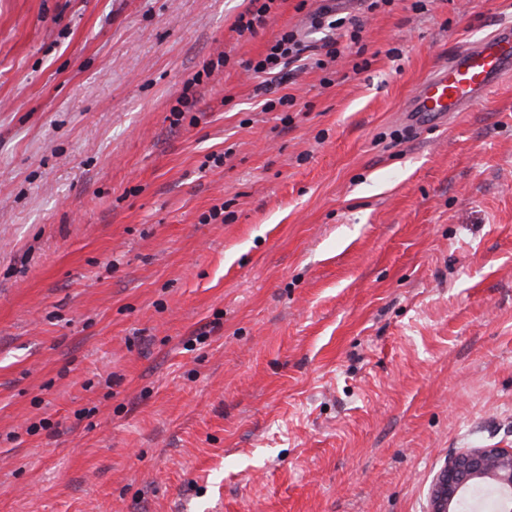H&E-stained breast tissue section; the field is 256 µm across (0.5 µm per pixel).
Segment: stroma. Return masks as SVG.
<instances>
[{
  "instance_id": "stroma-1",
  "label": "stroma",
  "mask_w": 512,
  "mask_h": 512,
  "mask_svg": "<svg viewBox=\"0 0 512 512\" xmlns=\"http://www.w3.org/2000/svg\"><path fill=\"white\" fill-rule=\"evenodd\" d=\"M321 4L0 0V512H428L512 448V77L397 118L512 0L363 14L328 87ZM261 3L259 6L258 4ZM275 0H250L251 8L248 10V15L251 16V18L247 19L246 22H244V16L241 17L239 21V29L241 32L249 31L251 33L254 32L255 26L261 25L265 22L266 14L271 9V4ZM304 47L294 30H285L267 48L266 54L256 61H248L246 71L254 74H273L288 61L300 59Z\"/></svg>"
}]
</instances>
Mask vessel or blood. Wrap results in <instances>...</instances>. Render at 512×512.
Segmentation results:
<instances>
[{"mask_svg":"<svg viewBox=\"0 0 512 512\" xmlns=\"http://www.w3.org/2000/svg\"><path fill=\"white\" fill-rule=\"evenodd\" d=\"M510 74L512 25L507 23L458 50L422 80L405 104L407 122L414 127L426 118L446 122L474 107Z\"/></svg>","mask_w":512,"mask_h":512,"instance_id":"b4317fda","label":"vessel or blood"}]
</instances>
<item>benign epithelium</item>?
<instances>
[{
  "label": "benign epithelium",
  "instance_id": "1",
  "mask_svg": "<svg viewBox=\"0 0 512 512\" xmlns=\"http://www.w3.org/2000/svg\"><path fill=\"white\" fill-rule=\"evenodd\" d=\"M472 482L501 492L512 512V448H467L448 457L431 490L430 512H456L465 487Z\"/></svg>",
  "mask_w": 512,
  "mask_h": 512
}]
</instances>
